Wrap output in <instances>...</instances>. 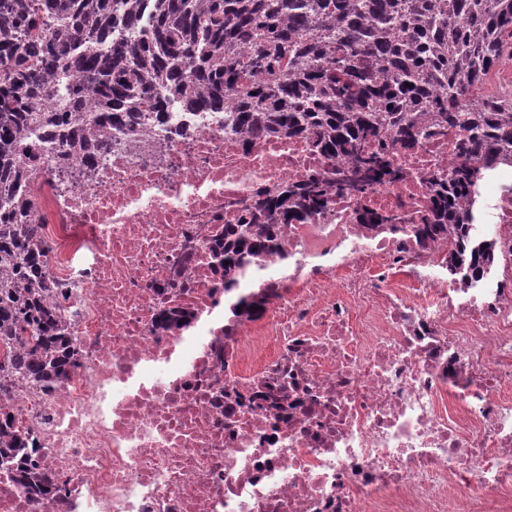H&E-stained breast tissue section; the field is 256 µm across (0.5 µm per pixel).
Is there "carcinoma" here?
<instances>
[{"label":"carcinoma","instance_id":"cac0c4a2","mask_svg":"<svg viewBox=\"0 0 512 512\" xmlns=\"http://www.w3.org/2000/svg\"><path fill=\"white\" fill-rule=\"evenodd\" d=\"M512 41V0H0V396L14 380L47 389L74 365L60 310L46 303L43 231L33 223L34 185L50 161L95 164L92 130L122 132L167 105L235 111L230 133L314 136L345 167L264 192L249 223L224 226V287L283 255V230L321 214L335 186L402 178L391 152L420 137L462 129L463 164L431 181V214L417 225L456 276L477 279L501 249L471 241L480 166L508 159L512 93L483 95ZM256 47L242 56L239 46ZM52 99L48 107L42 106ZM28 151L24 164L19 155ZM269 302L236 305L238 318ZM31 429L0 402V464L26 489L59 491L28 447Z\"/></svg>","mask_w":512,"mask_h":512}]
</instances>
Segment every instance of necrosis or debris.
Here are the masks:
<instances>
[{
    "label": "necrosis or debris",
    "instance_id": "1",
    "mask_svg": "<svg viewBox=\"0 0 512 512\" xmlns=\"http://www.w3.org/2000/svg\"><path fill=\"white\" fill-rule=\"evenodd\" d=\"M456 136L395 151L402 180L289 225L287 260L229 293L225 225L258 192L335 177L307 139L170 111L93 171L43 172L34 220L79 360L9 404L64 496L0 469V512H512V165L486 174L473 233L502 264L451 282L414 231ZM267 291L256 320H225Z\"/></svg>",
    "mask_w": 512,
    "mask_h": 512
}]
</instances>
